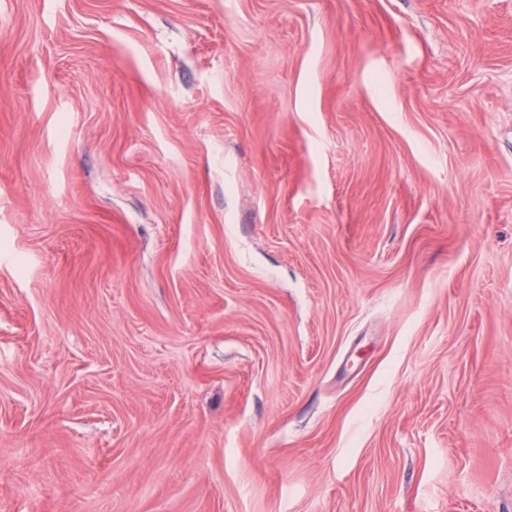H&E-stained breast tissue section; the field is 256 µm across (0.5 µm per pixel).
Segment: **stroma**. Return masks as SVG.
Masks as SVG:
<instances>
[{
    "mask_svg": "<svg viewBox=\"0 0 512 512\" xmlns=\"http://www.w3.org/2000/svg\"><path fill=\"white\" fill-rule=\"evenodd\" d=\"M0 512H512V0H0Z\"/></svg>",
    "mask_w": 512,
    "mask_h": 512,
    "instance_id": "stroma-1",
    "label": "stroma"
}]
</instances>
